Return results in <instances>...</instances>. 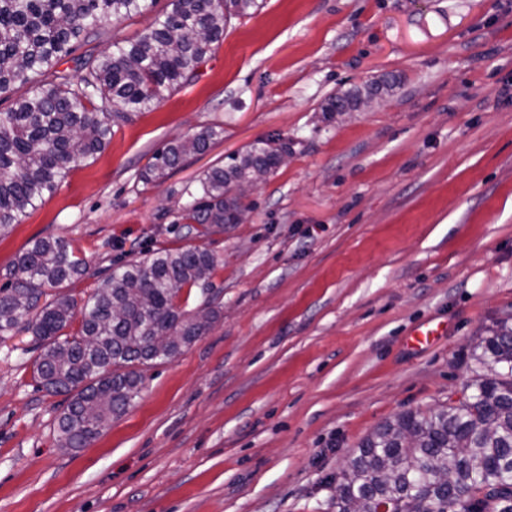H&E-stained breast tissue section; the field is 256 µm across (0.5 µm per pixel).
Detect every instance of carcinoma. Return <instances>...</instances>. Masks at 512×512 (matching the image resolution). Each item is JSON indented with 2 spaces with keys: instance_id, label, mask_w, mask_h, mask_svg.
<instances>
[{
  "instance_id": "1",
  "label": "carcinoma",
  "mask_w": 512,
  "mask_h": 512,
  "mask_svg": "<svg viewBox=\"0 0 512 512\" xmlns=\"http://www.w3.org/2000/svg\"><path fill=\"white\" fill-rule=\"evenodd\" d=\"M145 0H0V95L34 84L0 113V235L28 209L52 196L77 163L102 152L113 126L189 85L196 69L224 39L232 17L257 0H172V9L132 40L77 60L81 75L55 70L76 47L101 35L103 23L143 12ZM383 87L353 86L328 100L323 112L355 111ZM214 127L168 143L142 171L157 183L186 158L208 150ZM288 144L260 141L204 171L201 197L187 210V235L201 237L234 224L240 187L261 170L278 168ZM215 257L199 246L157 249L117 266L99 280L81 307L66 298L41 303L44 287L87 270L65 240H35L0 288V335L32 315L27 329L42 347L33 379L66 395L58 418L64 448H82L140 392L138 366L176 357L209 328L217 295L208 275ZM205 298L195 315L181 309L184 289ZM78 328L65 329L73 323ZM471 382L462 395L424 414L408 411L377 427L336 475V512H512V323L500 320L472 346ZM454 461V484L435 467Z\"/></svg>"
}]
</instances>
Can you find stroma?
I'll return each instance as SVG.
<instances>
[{"instance_id":"stroma-1","label":"stroma","mask_w":512,"mask_h":512,"mask_svg":"<svg viewBox=\"0 0 512 512\" xmlns=\"http://www.w3.org/2000/svg\"><path fill=\"white\" fill-rule=\"evenodd\" d=\"M170 9L153 0L80 51ZM385 78L369 107L324 116ZM206 126L221 132L206 152L143 182L152 154ZM271 139L287 162L241 223L198 241L218 260L211 327L142 367L95 440L61 447L65 398L37 388L34 336L0 338V512H336L329 483L374 428L458 395L472 343L512 317V0H261L190 85L0 236V287L59 237L88 271L49 292L83 303L128 252L188 245L198 175ZM390 87L388 84L383 86L368 87V86H353L349 88L343 95L330 98L323 106L322 112H325L329 117H332L335 112L341 110L355 111L360 108L363 101V96L368 100L374 95H377L384 88Z\"/></svg>"}]
</instances>
